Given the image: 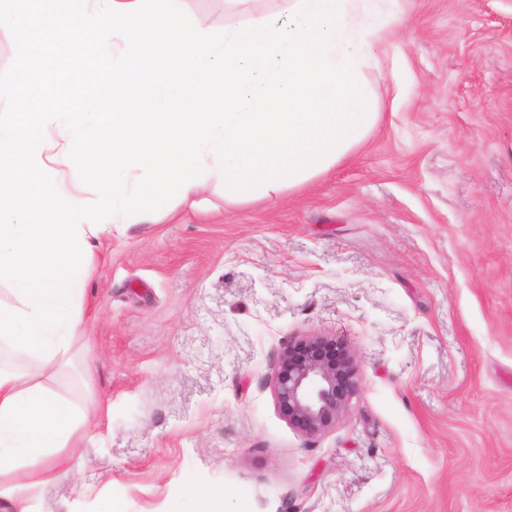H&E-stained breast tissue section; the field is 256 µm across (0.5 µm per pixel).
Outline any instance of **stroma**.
Returning <instances> with one entry per match:
<instances>
[{"label":"stroma","instance_id":"stroma-1","mask_svg":"<svg viewBox=\"0 0 512 512\" xmlns=\"http://www.w3.org/2000/svg\"><path fill=\"white\" fill-rule=\"evenodd\" d=\"M222 30L286 0H179ZM364 82L366 141L275 198L220 185L96 256L93 396L71 475L32 512H512V0H402ZM336 337L361 389L306 439L271 378Z\"/></svg>","mask_w":512,"mask_h":512}]
</instances>
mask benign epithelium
Returning <instances> with one entry per match:
<instances>
[{
	"label": "benign epithelium",
	"instance_id": "benign-epithelium-1",
	"mask_svg": "<svg viewBox=\"0 0 512 512\" xmlns=\"http://www.w3.org/2000/svg\"><path fill=\"white\" fill-rule=\"evenodd\" d=\"M359 390L353 354L342 341L327 336H304L288 345L273 377L281 417L306 438L334 427Z\"/></svg>",
	"mask_w": 512,
	"mask_h": 512
}]
</instances>
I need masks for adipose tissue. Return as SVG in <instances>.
Masks as SVG:
<instances>
[{
    "instance_id": "ef3b65f1",
    "label": "adipose tissue",
    "mask_w": 512,
    "mask_h": 512,
    "mask_svg": "<svg viewBox=\"0 0 512 512\" xmlns=\"http://www.w3.org/2000/svg\"><path fill=\"white\" fill-rule=\"evenodd\" d=\"M401 0H346L343 39L349 40L359 68L371 63L370 49L382 40L392 18L400 10ZM85 334L83 323H76L74 341L68 351L44 361L12 349L0 340V477L15 474V481L0 480V499L10 512H30V492L46 476L62 477L70 470L71 450L77 433L95 415L93 399L75 404L61 397L35 373L36 368L51 365H80L89 372L91 359L78 344Z\"/></svg>"
}]
</instances>
